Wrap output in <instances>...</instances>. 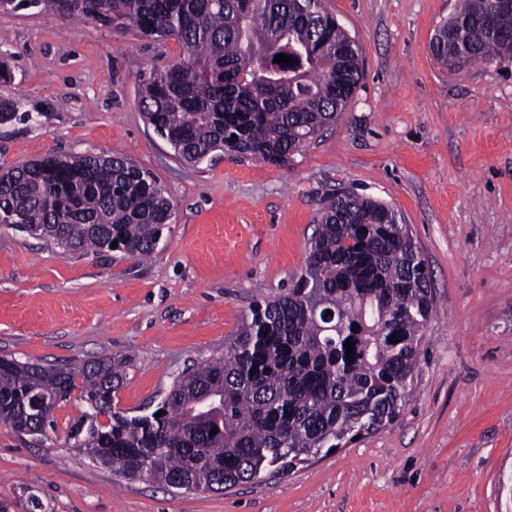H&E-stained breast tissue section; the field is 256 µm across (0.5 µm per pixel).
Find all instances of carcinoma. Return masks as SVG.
I'll return each mask as SVG.
<instances>
[{
  "label": "carcinoma",
  "mask_w": 512,
  "mask_h": 512,
  "mask_svg": "<svg viewBox=\"0 0 512 512\" xmlns=\"http://www.w3.org/2000/svg\"><path fill=\"white\" fill-rule=\"evenodd\" d=\"M74 2L71 18L182 46L183 59L142 78L140 105L190 164L228 151L284 165L335 123L362 78L356 41L309 0ZM430 51L451 68L512 59V0H460ZM278 54L296 63L277 64ZM31 119L18 99L0 97V124ZM0 215L68 252L110 253L115 241L145 258L173 203L124 155L48 154L0 175ZM317 224L294 284L253 302L224 354L183 371L152 412L114 407L122 358L77 368L0 358V423L42 442L53 420L34 401L52 409L75 393L85 411L69 430L72 447L129 480L180 479L206 491L217 480L229 490L268 469L288 472L393 422L433 313L424 260L379 200L340 192ZM326 310L335 318L325 320Z\"/></svg>",
  "instance_id": "obj_1"
}]
</instances>
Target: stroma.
Wrapping results in <instances>:
<instances>
[{"label": "stroma", "instance_id": "1", "mask_svg": "<svg viewBox=\"0 0 512 512\" xmlns=\"http://www.w3.org/2000/svg\"><path fill=\"white\" fill-rule=\"evenodd\" d=\"M362 79L334 124L274 166L215 152L190 165L147 124L139 81L176 41L28 11L0 13V168L112 151L167 190L152 258L78 255L0 228V357L78 365L124 356L114 404L151 412L187 367L223 354L253 301L302 272L321 202L390 205L431 274L412 394L396 420L284 474L224 492L127 480L72 448L84 410L56 406L37 442L0 424L11 512H512V59L451 70L431 54L458 0H324ZM20 102L13 97H0V124H7L13 121H30V112H20Z\"/></svg>", "mask_w": 512, "mask_h": 512}]
</instances>
